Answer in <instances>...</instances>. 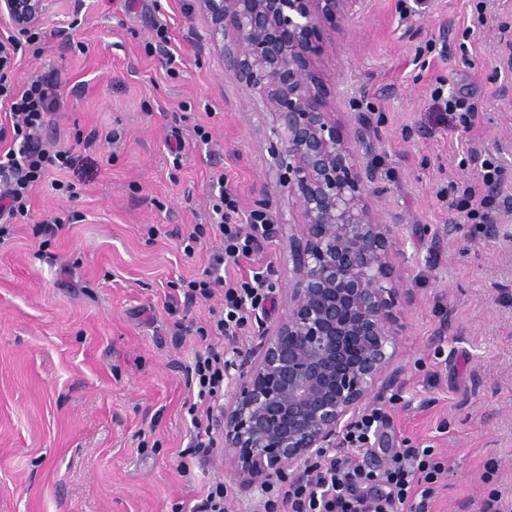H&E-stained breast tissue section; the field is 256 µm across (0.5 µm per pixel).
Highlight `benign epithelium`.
Listing matches in <instances>:
<instances>
[{
	"label": "benign epithelium",
	"instance_id": "benign-epithelium-1",
	"mask_svg": "<svg viewBox=\"0 0 512 512\" xmlns=\"http://www.w3.org/2000/svg\"><path fill=\"white\" fill-rule=\"evenodd\" d=\"M50 0H0V54L11 36L42 21ZM353 0H197L209 42L234 79L272 118L268 152L285 168L300 221L288 224L292 269L285 313L257 330L237 365V385L220 416L234 475L262 487L272 477L338 446L345 429L395 382L401 302L393 241L402 226L382 222L374 171L329 111L330 90L314 61L326 25L343 24Z\"/></svg>",
	"mask_w": 512,
	"mask_h": 512
}]
</instances>
